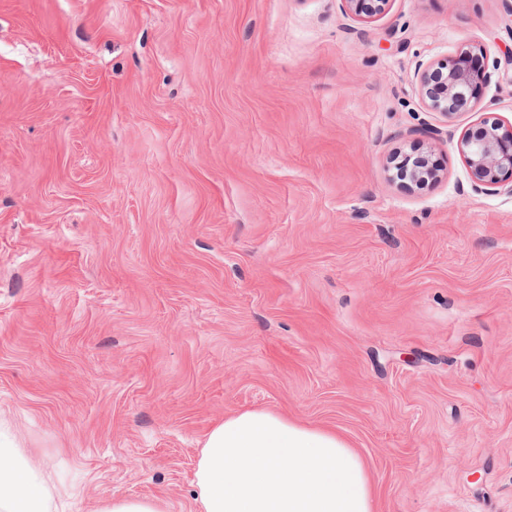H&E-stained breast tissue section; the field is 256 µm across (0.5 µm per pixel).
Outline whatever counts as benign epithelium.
<instances>
[{
	"label": "benign epithelium",
	"instance_id": "1",
	"mask_svg": "<svg viewBox=\"0 0 512 512\" xmlns=\"http://www.w3.org/2000/svg\"><path fill=\"white\" fill-rule=\"evenodd\" d=\"M341 2L344 11L370 19L382 14L390 0ZM490 78L483 48L464 42L454 54L427 65L420 73L424 106L452 125L461 115L474 110L476 90ZM459 150L475 189L506 188L512 192V122L497 117L481 119L476 128L462 135ZM396 169L411 187L441 178L440 171L424 155L406 156Z\"/></svg>",
	"mask_w": 512,
	"mask_h": 512
}]
</instances>
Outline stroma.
Listing matches in <instances>:
<instances>
[{"label":"stroma","instance_id":"1","mask_svg":"<svg viewBox=\"0 0 512 512\" xmlns=\"http://www.w3.org/2000/svg\"><path fill=\"white\" fill-rule=\"evenodd\" d=\"M465 41L448 127L419 75ZM511 54L512 0H0V418L66 512H195L254 408L342 434L375 512H512V193L458 150ZM345 12L370 19L385 11L390 0H341ZM490 78L483 48L464 42L453 55L427 65L420 73L424 106L452 125L462 114L474 110L476 90ZM400 176L408 179L409 187L420 186L425 182H432L441 179L440 171L433 168L427 156L420 155L412 158L405 156L403 160L396 165ZM100 512H165L164 505L154 498H113L102 506Z\"/></svg>","mask_w":512,"mask_h":512}]
</instances>
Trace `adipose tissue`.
<instances>
[{
	"instance_id": "obj_1",
	"label": "adipose tissue",
	"mask_w": 512,
	"mask_h": 512,
	"mask_svg": "<svg viewBox=\"0 0 512 512\" xmlns=\"http://www.w3.org/2000/svg\"><path fill=\"white\" fill-rule=\"evenodd\" d=\"M198 512H374L360 454L336 431L266 409L226 417L196 464ZM54 475L0 421V512H55Z\"/></svg>"
}]
</instances>
